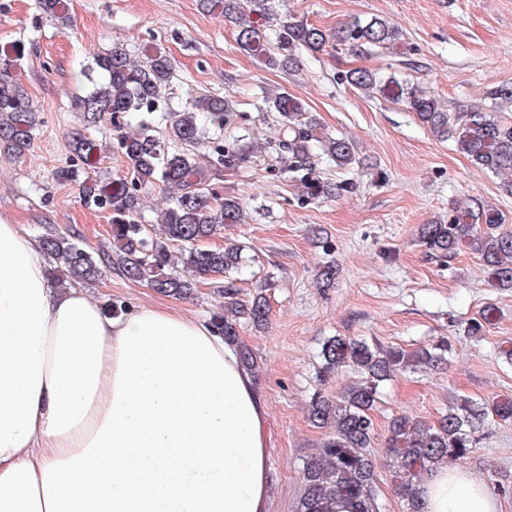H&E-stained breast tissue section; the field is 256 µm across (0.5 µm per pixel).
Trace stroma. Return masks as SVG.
Returning <instances> with one entry per match:
<instances>
[{
  "mask_svg": "<svg viewBox=\"0 0 512 512\" xmlns=\"http://www.w3.org/2000/svg\"><path fill=\"white\" fill-rule=\"evenodd\" d=\"M276 9L328 32L380 18L403 37L390 52L303 51L297 67L269 69L240 48L236 27L201 9L199 0H69L65 22L44 13L38 0H0V49L12 50V74L41 118L30 151L0 152V218L30 239L49 226L73 228L91 247L109 250L111 211L85 206L80 185L58 173L76 162L74 133L112 139L110 123L87 126L73 106L90 87L84 67L112 44L139 61L167 55L174 74L165 94L174 106L224 96L235 111L224 134L248 153L215 187L238 197L250 216L224 235L244 245L249 260L239 300L260 292L269 303L267 327L244 328L242 339L256 357L269 414L270 512H297L303 462L325 439L308 419L311 398L334 396L356 379L345 371L319 382L323 341L350 336L412 351L444 337L446 365L398 374L373 413L378 503L381 512H405L384 453L391 418L432 424L461 396L485 407L512 399V365L502 355L512 348V292L491 287L475 250L438 261L422 245L420 228L447 222L456 208L475 202L512 221V193L474 167L455 140L435 137L405 103L365 96L344 75L367 68L426 87L452 114L490 106L488 90L512 80V0H276ZM265 92L300 98L322 132L353 142L358 165L322 173L353 183V192L307 199L273 170L272 157L252 149L279 132L277 113L257 105ZM330 260L338 266L336 283L318 287L316 274ZM89 290L127 308L171 305L202 322L224 303L211 283L181 299L129 281L115 267ZM485 310L490 324L470 335L468 322ZM475 439L462 467L484 480L499 512H512V420L485 423Z\"/></svg>",
  "mask_w": 512,
  "mask_h": 512,
  "instance_id": "stroma-1",
  "label": "stroma"
}]
</instances>
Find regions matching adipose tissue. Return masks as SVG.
<instances>
[{"instance_id":"1","label":"adipose tissue","mask_w":512,"mask_h":512,"mask_svg":"<svg viewBox=\"0 0 512 512\" xmlns=\"http://www.w3.org/2000/svg\"><path fill=\"white\" fill-rule=\"evenodd\" d=\"M0 220V512H269L268 415L210 324L117 317L59 288ZM423 512H499L477 474L422 481Z\"/></svg>"}]
</instances>
